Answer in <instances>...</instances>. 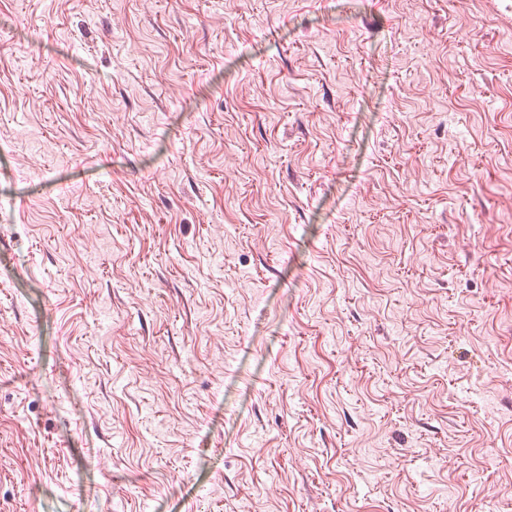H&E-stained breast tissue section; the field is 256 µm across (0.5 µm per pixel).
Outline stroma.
Returning <instances> with one entry per match:
<instances>
[{
    "label": "stroma",
    "mask_w": 512,
    "mask_h": 512,
    "mask_svg": "<svg viewBox=\"0 0 512 512\" xmlns=\"http://www.w3.org/2000/svg\"><path fill=\"white\" fill-rule=\"evenodd\" d=\"M512 0H0V512H512Z\"/></svg>",
    "instance_id": "stroma-1"
}]
</instances>
